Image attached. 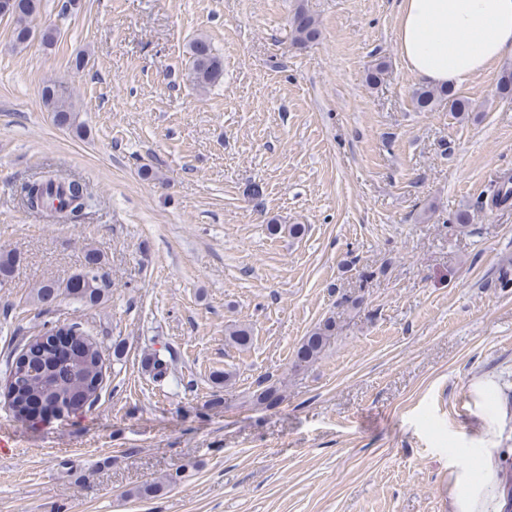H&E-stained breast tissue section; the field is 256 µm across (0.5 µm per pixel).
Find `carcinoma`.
<instances>
[{"label":"carcinoma","mask_w":512,"mask_h":512,"mask_svg":"<svg viewBox=\"0 0 512 512\" xmlns=\"http://www.w3.org/2000/svg\"><path fill=\"white\" fill-rule=\"evenodd\" d=\"M39 2L40 0H12L7 18L13 24L15 47L27 46L34 37L32 18L39 9ZM291 33L296 44L302 45L314 40L319 34L316 19L304 8H298L291 22ZM189 54L190 76L197 87L206 89L220 82L224 76L223 61L207 38H195L189 45ZM41 99L46 110L53 113L57 125L67 128L74 126L75 106L71 95L66 93L62 85L54 82L47 84L42 89ZM413 101L416 109L420 111H428L443 101L448 102L451 110L455 112L470 110L469 101L457 96L448 87H421L415 91ZM54 184V178L44 176L24 183L20 194L30 207L36 203H48L49 191ZM66 195L67 204L57 209L60 214L80 211L91 200L86 187L72 181L67 183ZM16 262V253L0 252V286L9 281ZM100 269L101 255L90 250L86 253L83 269L67 282L65 289H60L52 282L44 283L37 288L36 299L39 303L48 305L65 294L81 303L96 305L106 296L108 288ZM334 335L336 320L329 317L320 322L298 347L293 368L304 369L315 363ZM226 340L228 344L244 350L248 347L251 336L247 327L233 325L227 328ZM29 353V362H23V355L20 354L8 364L9 374L15 378L14 387L10 390V406L18 419L27 418L31 404L37 401H47L61 409L76 411L93 405L98 397L101 384L99 376L102 373L101 355L95 343H88L82 354L73 357L72 362L63 367L58 366L57 346L50 341L35 350L29 349ZM282 400V382L279 380L267 379L265 385L253 393V402L267 409L277 406ZM494 465L497 470V492L500 493L496 502L502 504L501 512H512V509L504 506L512 493V459L500 456L494 461Z\"/></svg>","instance_id":"1"}]
</instances>
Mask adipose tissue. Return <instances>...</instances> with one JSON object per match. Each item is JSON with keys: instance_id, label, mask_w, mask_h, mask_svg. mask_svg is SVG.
I'll list each match as a JSON object with an SVG mask.
<instances>
[{"instance_id": "ef3b65f1", "label": "adipose tissue", "mask_w": 512, "mask_h": 512, "mask_svg": "<svg viewBox=\"0 0 512 512\" xmlns=\"http://www.w3.org/2000/svg\"><path fill=\"white\" fill-rule=\"evenodd\" d=\"M396 40L420 80L458 86L512 55V0H402Z\"/></svg>"}]
</instances>
